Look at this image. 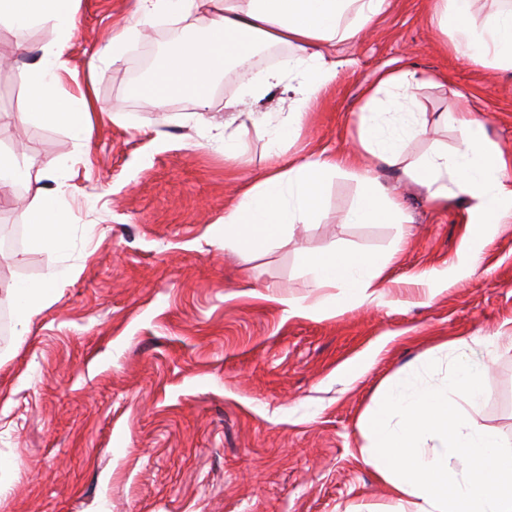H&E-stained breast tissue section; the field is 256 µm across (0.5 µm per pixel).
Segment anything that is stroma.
Wrapping results in <instances>:
<instances>
[{
  "label": "stroma",
  "mask_w": 512,
  "mask_h": 512,
  "mask_svg": "<svg viewBox=\"0 0 512 512\" xmlns=\"http://www.w3.org/2000/svg\"><path fill=\"white\" fill-rule=\"evenodd\" d=\"M128 0H82L61 90L89 92L98 107L89 149L61 127L12 120L0 149L23 143L36 169L67 161L60 201L71 246L48 253L0 243V512H390L393 494L370 466L359 419L381 388L413 371L445 388L458 355L483 363L469 420L512 444V221L478 241L474 269L428 291L425 278L455 266L467 204L435 207L424 188L386 165L376 174L401 203L404 224H347L361 186L349 171L326 183L315 223L263 254L224 248V213L276 164L358 146L362 90L385 70L440 75L416 91L431 146L455 149L443 112H472L512 150V70L458 55L434 0H390L341 55L345 66L310 102L299 135L273 146L293 103L276 90L260 103L242 80H216L206 105L177 99L163 110L132 92L141 58L159 60L191 36L194 19L147 27L119 60L100 55L128 24ZM50 28L0 25V109L25 96L21 42ZM264 112L245 132L225 125L227 100ZM241 140L234 160L225 141ZM402 250L380 298L360 303L335 289L333 309L287 316L278 297L315 302L302 257L343 246ZM60 271L54 297L17 342L6 299L17 281ZM461 341V349L443 342ZM362 361L353 375L345 367Z\"/></svg>",
  "instance_id": "stroma-1"
}]
</instances>
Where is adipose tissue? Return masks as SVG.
Masks as SVG:
<instances>
[{
    "instance_id": "adipose-tissue-1",
    "label": "adipose tissue",
    "mask_w": 512,
    "mask_h": 512,
    "mask_svg": "<svg viewBox=\"0 0 512 512\" xmlns=\"http://www.w3.org/2000/svg\"><path fill=\"white\" fill-rule=\"evenodd\" d=\"M438 24L456 51L475 61L512 69V5L490 11L482 23L472 18L473 0H436ZM80 0H0V24L18 31L51 28L26 73L22 119L66 128L76 140L92 136L88 96L58 94L63 56L76 27ZM390 0H132L133 25L113 35L103 54L122 57L141 25L176 16L195 18V34L174 43L150 76L134 88L155 108L188 96L205 102L213 81L230 67L243 64L258 50L283 45L290 54L279 66L252 74L247 96L262 98L283 86L297 97L293 112L274 132V143L296 134L309 101L336 76L343 60L339 44L351 41L372 24ZM431 76L406 68L381 74L365 92L359 114L358 149L346 159L321 153L288 160L271 168L226 211L224 246L243 256L278 246L296 225L310 223L320 212L327 179L349 165L355 168L363 194L345 216L349 224L402 223L399 202L374 175L383 164L401 167L424 188L432 203L447 205L459 196L470 199L459 257L460 269L474 259V242L488 224L512 218V151L489 142L484 121L475 114H444L457 125L460 142L453 153L430 151L407 162L403 145L427 136L425 114L410 111L415 89ZM67 176L53 186L37 187L25 219L34 247L60 253L70 245L67 215L59 200ZM393 254H367L337 247L305 256L309 285L344 288L357 301L377 298L386 283ZM59 274L49 271L37 282L23 281L8 290L18 335L54 296ZM449 393V392H448ZM448 393L414 385L402 378L386 386L362 415L371 453L369 464L390 486L405 512L414 498L415 512H512V448L492 428L471 424L453 408ZM460 469H452L451 461Z\"/></svg>"
}]
</instances>
